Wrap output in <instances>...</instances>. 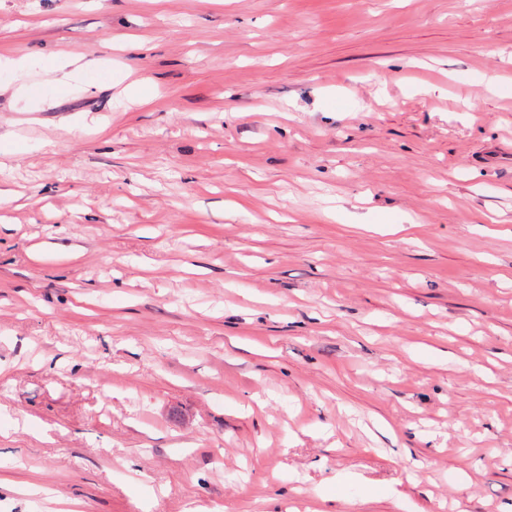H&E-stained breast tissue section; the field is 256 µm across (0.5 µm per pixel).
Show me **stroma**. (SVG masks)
<instances>
[{
  "instance_id": "stroma-1",
  "label": "stroma",
  "mask_w": 512,
  "mask_h": 512,
  "mask_svg": "<svg viewBox=\"0 0 512 512\" xmlns=\"http://www.w3.org/2000/svg\"><path fill=\"white\" fill-rule=\"evenodd\" d=\"M0 512H512V0H0Z\"/></svg>"
}]
</instances>
